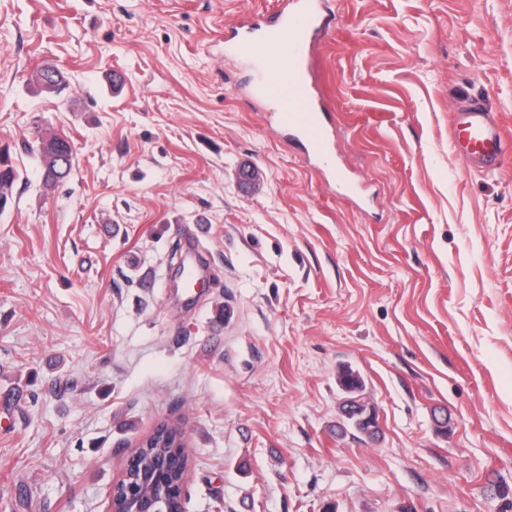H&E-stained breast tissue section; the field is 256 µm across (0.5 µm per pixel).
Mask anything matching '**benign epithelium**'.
Masks as SVG:
<instances>
[{
	"label": "benign epithelium",
	"mask_w": 512,
	"mask_h": 512,
	"mask_svg": "<svg viewBox=\"0 0 512 512\" xmlns=\"http://www.w3.org/2000/svg\"><path fill=\"white\" fill-rule=\"evenodd\" d=\"M37 77L46 90L55 92L62 72L55 67L44 66ZM341 409L347 418L358 417L371 424L378 422L375 407L363 396L344 397ZM159 434V440L143 441L127 457L120 478L112 484L109 512H178L179 502L183 501V483L160 481L158 477L171 466H179L188 449L183 437L174 438L164 430ZM150 447L166 448L168 452L146 459L140 449Z\"/></svg>",
	"instance_id": "7a95c632"
}]
</instances>
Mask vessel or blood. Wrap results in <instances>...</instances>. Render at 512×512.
<instances>
[{"label": "vessel or blood", "instance_id": "vessel-or-blood-1", "mask_svg": "<svg viewBox=\"0 0 512 512\" xmlns=\"http://www.w3.org/2000/svg\"><path fill=\"white\" fill-rule=\"evenodd\" d=\"M332 28L323 0H290L265 18L260 30L232 34L233 54L260 60L262 92L275 123L319 168L338 169L333 132L323 96L310 68V49ZM455 141L470 163L492 171L505 145L499 122L483 104H461L455 114Z\"/></svg>", "mask_w": 512, "mask_h": 512}]
</instances>
